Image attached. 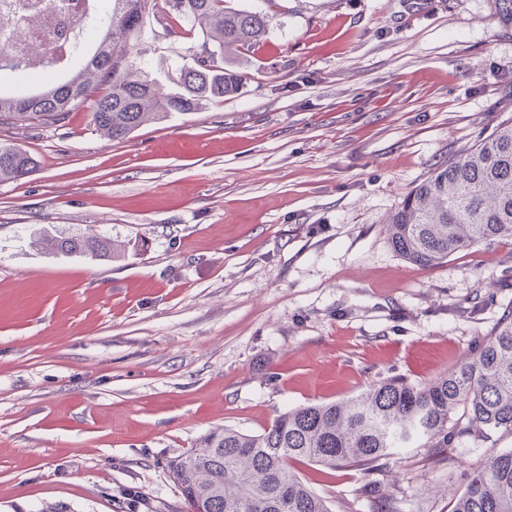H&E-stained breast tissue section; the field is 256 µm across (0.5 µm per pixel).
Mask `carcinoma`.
<instances>
[{
    "label": "carcinoma",
    "mask_w": 512,
    "mask_h": 512,
    "mask_svg": "<svg viewBox=\"0 0 512 512\" xmlns=\"http://www.w3.org/2000/svg\"><path fill=\"white\" fill-rule=\"evenodd\" d=\"M104 2L94 50L64 82L32 93L0 88V127L57 125L87 105L96 129L124 140L148 121L194 112L238 92L244 75L229 56L259 45L271 22L266 13L239 9L231 0H164L167 31L185 23L188 32L203 34L201 52L166 92L150 76L146 50L127 53L156 0ZM490 2L512 28V0ZM36 168L29 152L0 140V182ZM385 232L393 250L421 269L465 250L512 244V118L417 183L387 217ZM56 249L90 261L115 255L112 241L97 235L63 238ZM498 430L512 433V311L474 353L428 383L394 377L347 399L300 404L258 434L216 429L199 447L169 460L167 469L190 512H332L291 464L374 474L400 448L440 456L461 439L483 442ZM452 512H512V449L491 452L471 472Z\"/></svg>",
    "instance_id": "1"
}]
</instances>
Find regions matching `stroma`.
<instances>
[{"label": "stroma", "mask_w": 512, "mask_h": 512, "mask_svg": "<svg viewBox=\"0 0 512 512\" xmlns=\"http://www.w3.org/2000/svg\"><path fill=\"white\" fill-rule=\"evenodd\" d=\"M271 19L237 94L115 141L88 108L0 127L38 161L0 183V512H187L165 464L214 428L424 384L512 310V245L431 269L382 221L512 118V29L488 0H232ZM202 35L150 21L164 88ZM94 229L92 262L56 239ZM512 434L391 457L398 512H450ZM332 512L369 476L300 464ZM56 241L55 246L58 252L78 254L90 261L109 260L115 255L112 241L102 236L80 234Z\"/></svg>", "instance_id": "obj_1"}]
</instances>
